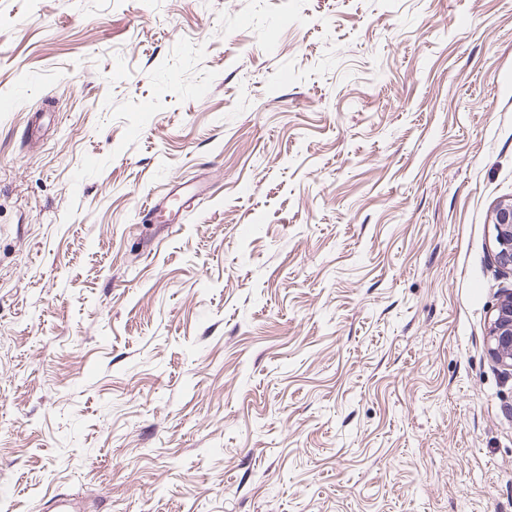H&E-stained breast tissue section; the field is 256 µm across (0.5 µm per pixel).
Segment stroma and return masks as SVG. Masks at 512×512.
I'll use <instances>...</instances> for the list:
<instances>
[{
	"label": "stroma",
	"mask_w": 512,
	"mask_h": 512,
	"mask_svg": "<svg viewBox=\"0 0 512 512\" xmlns=\"http://www.w3.org/2000/svg\"><path fill=\"white\" fill-rule=\"evenodd\" d=\"M1 99L0 512H512V0H0ZM198 196L199 194L193 193L191 197L192 201L188 205L190 199L185 198L182 187L174 186L166 196L158 200H153L150 204L144 207V210H147L150 214L152 212H160L166 209L169 214H172L173 212L176 216L183 211V208L186 210L193 207L195 199ZM495 260L512 270V203H501L495 210ZM489 340L495 359L512 370V296L493 310Z\"/></svg>",
	"instance_id": "1"
}]
</instances>
